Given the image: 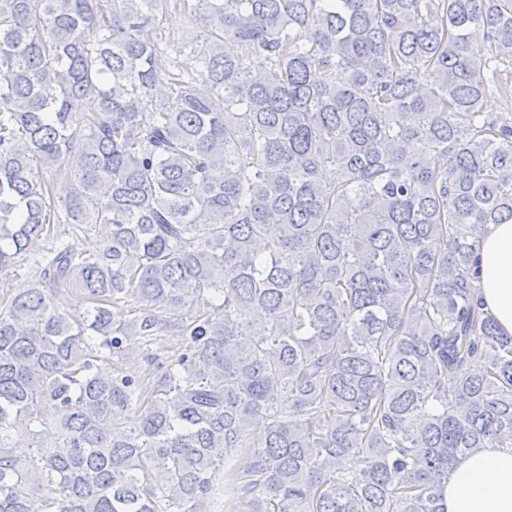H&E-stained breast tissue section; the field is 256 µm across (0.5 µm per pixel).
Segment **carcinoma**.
Listing matches in <instances>:
<instances>
[{"label": "carcinoma", "mask_w": 512, "mask_h": 512, "mask_svg": "<svg viewBox=\"0 0 512 512\" xmlns=\"http://www.w3.org/2000/svg\"><path fill=\"white\" fill-rule=\"evenodd\" d=\"M511 65L512 0H0V277L39 270L0 299V512H446L512 447L472 277L512 222ZM157 306L186 349L126 428L145 390L99 361Z\"/></svg>", "instance_id": "obj_1"}]
</instances>
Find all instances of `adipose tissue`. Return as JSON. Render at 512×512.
Instances as JSON below:
<instances>
[{
    "label": "adipose tissue",
    "instance_id": "obj_1",
    "mask_svg": "<svg viewBox=\"0 0 512 512\" xmlns=\"http://www.w3.org/2000/svg\"><path fill=\"white\" fill-rule=\"evenodd\" d=\"M474 285L485 312L512 335V223L489 224L475 252ZM446 512H512V448L461 457L445 489Z\"/></svg>",
    "mask_w": 512,
    "mask_h": 512
}]
</instances>
